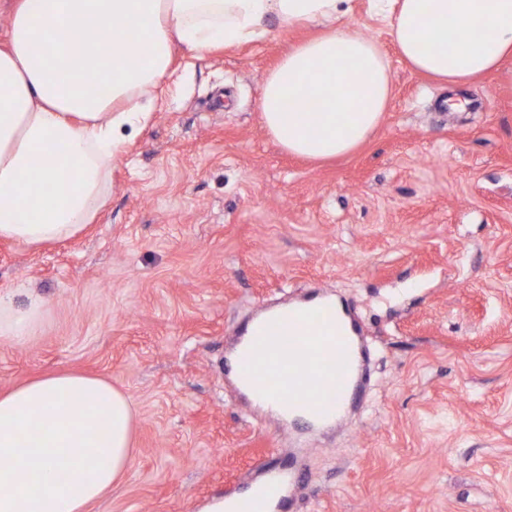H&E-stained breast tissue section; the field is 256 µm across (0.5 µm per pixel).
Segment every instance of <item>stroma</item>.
<instances>
[{
	"instance_id": "stroma-1",
	"label": "stroma",
	"mask_w": 512,
	"mask_h": 512,
	"mask_svg": "<svg viewBox=\"0 0 512 512\" xmlns=\"http://www.w3.org/2000/svg\"><path fill=\"white\" fill-rule=\"evenodd\" d=\"M350 6L394 90L354 153L292 155L259 112L319 26L178 44L94 223L0 241V296L45 310L32 338L0 339V392L75 371L136 409L131 466L92 512H203L292 455V512H512V61L448 89L400 61L372 0ZM318 289L372 350L361 412L325 429L252 406L224 369L239 325Z\"/></svg>"
}]
</instances>
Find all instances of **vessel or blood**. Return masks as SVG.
Returning <instances> with one entry per match:
<instances>
[{
  "label": "vessel or blood",
  "mask_w": 512,
  "mask_h": 512,
  "mask_svg": "<svg viewBox=\"0 0 512 512\" xmlns=\"http://www.w3.org/2000/svg\"><path fill=\"white\" fill-rule=\"evenodd\" d=\"M360 333L347 309L328 301L265 312L239 332L235 345L244 354L233 379L284 421L339 422L365 375ZM299 480L297 460L271 467L245 490L226 493L225 512H284Z\"/></svg>",
  "instance_id": "b4317fda"
}]
</instances>
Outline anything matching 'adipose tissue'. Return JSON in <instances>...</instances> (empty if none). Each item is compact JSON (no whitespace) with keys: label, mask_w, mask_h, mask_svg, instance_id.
I'll return each instance as SVG.
<instances>
[{"label":"adipose tissue","mask_w":512,"mask_h":512,"mask_svg":"<svg viewBox=\"0 0 512 512\" xmlns=\"http://www.w3.org/2000/svg\"><path fill=\"white\" fill-rule=\"evenodd\" d=\"M401 59L453 85L512 59V0H375ZM349 0H15L0 44V240L40 246L92 223L110 197L127 131L150 115L140 100L171 65L173 43L202 53L256 39L268 21L322 23L266 76L259 108L289 153L327 160L377 130L392 99L387 59L348 23ZM83 42L71 51L62 33ZM71 76L60 85L57 73ZM107 88L94 97L86 76ZM317 102L292 112L285 98ZM37 178H30L33 158ZM40 299L0 301V339L22 341ZM135 409L105 379L49 374L0 393V512H89L132 462Z\"/></svg>","instance_id":"adipose-tissue-1"}]
</instances>
